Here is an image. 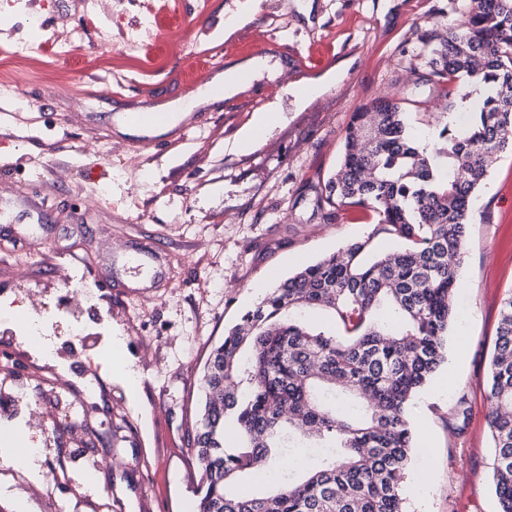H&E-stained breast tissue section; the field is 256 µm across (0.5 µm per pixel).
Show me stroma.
Here are the masks:
<instances>
[{"mask_svg":"<svg viewBox=\"0 0 512 512\" xmlns=\"http://www.w3.org/2000/svg\"><path fill=\"white\" fill-rule=\"evenodd\" d=\"M449 0H0V73L25 70L30 106L0 103V193H42L49 238L0 223V512H195L192 452L199 377L225 330L261 292L370 230L355 211L327 220L315 199L341 154L353 112L406 100L413 135L437 137L443 98L415 86L419 37L448 24ZM144 30L133 52L127 32ZM37 16L41 53L27 49ZM218 16L220 32L195 34ZM84 41L57 54L63 31ZM246 73L197 118L165 127L157 146L116 129L130 103L185 100L209 72ZM110 84L101 94L102 84ZM86 120L66 124L67 92ZM425 100L417 108L415 99ZM280 117L247 152L236 143L257 112ZM94 140L95 155L80 145ZM69 181L56 182L58 169ZM101 209L75 213L91 197ZM160 247L167 279L141 292L115 283L113 255ZM448 360L411 418L435 456L429 486L407 473V512H497L489 466L487 372L501 302L512 294V155L499 159L473 204ZM133 371L129 386L124 371ZM465 413H456L457 401ZM40 450L38 476L17 436Z\"/></svg>","mask_w":512,"mask_h":512,"instance_id":"35a3bbf8","label":"stroma"}]
</instances>
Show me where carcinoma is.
I'll return each instance as SVG.
<instances>
[{
  "instance_id": "cac0c4a2",
  "label": "carcinoma",
  "mask_w": 512,
  "mask_h": 512,
  "mask_svg": "<svg viewBox=\"0 0 512 512\" xmlns=\"http://www.w3.org/2000/svg\"><path fill=\"white\" fill-rule=\"evenodd\" d=\"M418 57L422 81L448 88L446 111L468 102L470 119L448 120L442 146L426 149L398 101L352 113L316 206L331 221L356 208L371 229L268 289L210 352L197 512H405L402 485L423 452L410 407L448 358L473 201L492 162L512 154V0H468ZM378 238L403 246L379 252ZM487 399L494 494L512 512V296ZM260 460L300 478L254 493Z\"/></svg>"
}]
</instances>
